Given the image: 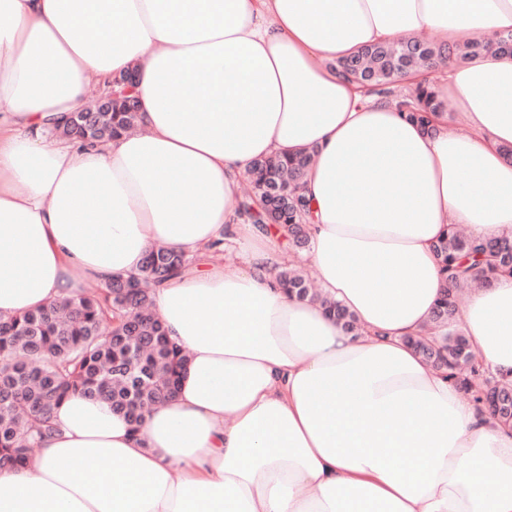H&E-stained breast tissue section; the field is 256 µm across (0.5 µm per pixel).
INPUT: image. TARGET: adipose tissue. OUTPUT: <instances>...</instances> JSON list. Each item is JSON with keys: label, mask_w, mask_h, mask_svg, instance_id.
I'll list each match as a JSON object with an SVG mask.
<instances>
[{"label": "adipose tissue", "mask_w": 512, "mask_h": 512, "mask_svg": "<svg viewBox=\"0 0 512 512\" xmlns=\"http://www.w3.org/2000/svg\"><path fill=\"white\" fill-rule=\"evenodd\" d=\"M0 16V316L159 246L194 259L153 295L187 355L174 396L135 426L70 394L27 466L0 469V512H512V426L405 342L431 325L450 226L512 236V57L426 79L428 133L330 67L401 33L493 37L512 0H0ZM129 71L141 132L50 137L90 81ZM304 150L310 263L352 332L288 294L284 229L239 211L256 159ZM454 327L512 381V277Z\"/></svg>", "instance_id": "1"}]
</instances>
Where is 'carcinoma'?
<instances>
[{"mask_svg":"<svg viewBox=\"0 0 512 512\" xmlns=\"http://www.w3.org/2000/svg\"><path fill=\"white\" fill-rule=\"evenodd\" d=\"M512 55V31L490 40H475L455 48L407 36L395 42L363 47L337 61L345 77L361 86L381 88L410 70L430 68L449 60L468 63L482 56ZM406 117L429 124L428 113L441 107L428 87L396 100ZM137 122L133 95L112 100V111L89 112L57 135L94 143L113 138ZM313 152L285 159H257L250 173L254 194L241 204L259 229L264 213L284 226L288 243L309 247L305 217L309 204L302 194ZM435 255L444 275V289L432 323L447 327L457 312L459 291L489 285L497 276L512 277V238L473 240L453 228L436 244ZM189 265L184 254L161 247L144 258L137 274L114 276L100 292L61 298L48 307L7 318L0 317V469L20 468L39 442L52 435V413L70 393L104 401L138 427L146 413L174 394L186 355L174 346L153 310L152 292ZM281 285L299 300L319 303L348 331L355 319L336 302L311 290L294 267L279 272ZM408 343L435 369L443 370L472 402L488 406L494 417L512 423V382L478 389L484 375L475 358L466 357L467 337L449 333L431 341L411 337Z\"/></svg>","mask_w":512,"mask_h":512,"instance_id":"cac0c4a2","label":"carcinoma"}]
</instances>
